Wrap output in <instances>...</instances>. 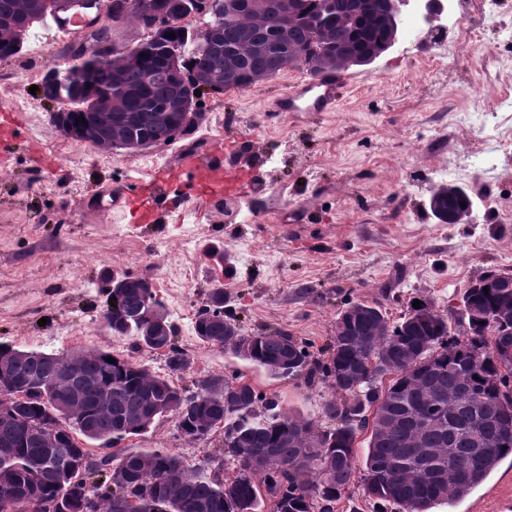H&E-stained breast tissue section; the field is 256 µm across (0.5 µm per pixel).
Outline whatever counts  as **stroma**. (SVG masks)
Here are the masks:
<instances>
[{"mask_svg":"<svg viewBox=\"0 0 512 512\" xmlns=\"http://www.w3.org/2000/svg\"><path fill=\"white\" fill-rule=\"evenodd\" d=\"M426 22L404 9L401 35L358 77L333 112L290 116L270 104L304 77L289 68L248 89L210 92L203 120L183 139L135 154L101 155L64 137L30 88L62 64L76 38L50 24L0 62V110L19 113L14 156L0 170V342L66 354L102 349L170 374L163 357L115 336L102 322L109 275L150 274L175 327L188 369L185 386L207 374L239 375L284 410L324 420L334 393L304 379H271L231 352L202 343L195 315L212 288L251 330L281 331L319 353L347 303L362 301L398 321L415 297L458 308L487 271L512 274V0H447ZM481 34L479 46L462 39ZM238 136L253 190L203 203L183 223L131 224L87 208L96 187L133 171L175 163L180 149ZM51 164L37 170L31 149ZM442 183L473 202L469 223L442 224L429 207ZM224 433L190 442L173 419L123 440L167 448L196 466L218 457ZM512 502V455L453 505L435 512H504Z\"/></svg>","mask_w":512,"mask_h":512,"instance_id":"35a3bbf8","label":"stroma"}]
</instances>
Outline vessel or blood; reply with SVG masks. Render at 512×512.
Wrapping results in <instances>:
<instances>
[{
	"instance_id": "vessel-or-blood-1",
	"label": "vessel or blood",
	"mask_w": 512,
	"mask_h": 512,
	"mask_svg": "<svg viewBox=\"0 0 512 512\" xmlns=\"http://www.w3.org/2000/svg\"><path fill=\"white\" fill-rule=\"evenodd\" d=\"M353 83V76L344 71L310 77L296 82L274 102L272 109L276 112H331L337 108L345 89ZM248 166L247 156L240 153L231 139L212 143L203 154L182 155L178 169L187 177L186 189L177 204L164 212L180 223L186 215L198 209L201 201L211 198L214 187L223 185L243 190ZM170 180V173L152 170L147 178L138 179L134 184H107L100 195L107 200V211L129 213L136 224L155 222L164 213L160 211L159 203Z\"/></svg>"
}]
</instances>
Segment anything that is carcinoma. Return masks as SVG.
Segmentation results:
<instances>
[{
  "mask_svg": "<svg viewBox=\"0 0 512 512\" xmlns=\"http://www.w3.org/2000/svg\"><path fill=\"white\" fill-rule=\"evenodd\" d=\"M39 2L0 0V61L15 55L16 30ZM127 2L112 0V8L123 11L125 23L144 27V16ZM239 2L220 19L209 52H197L190 25L166 27L147 36L137 58L118 55L110 71L88 67L74 93L64 85L45 87L47 97L64 104L54 126L72 139L166 145L199 120L180 122L164 106L205 75L214 79L215 92L242 89L249 76L275 62L281 71L314 74V62L338 48L364 56L392 39L359 0H288L293 9L285 41L275 31L279 0ZM172 48L181 50L176 71L168 63ZM121 90L130 96L106 125L77 101ZM109 297L114 306H106L103 323L112 335L136 336L139 345L162 350L171 372L186 371L188 359L147 277L127 281ZM463 302L484 318L488 332L454 337L449 316L433 306L425 316L412 306L395 323L373 307L369 318L331 337L323 363L286 333L247 331L232 312H221L224 289H212L196 315L199 340L233 352L248 338L247 360L269 377L327 384L343 399L324 407L335 421L328 430L283 412L277 400L237 377L209 374L178 387L100 349L71 353L82 394L61 414L52 386L59 362L43 351L0 347L7 361L0 389L16 396L11 407L0 408V465L10 470L12 512H114L118 502L127 512H262L267 501L273 512H335L357 475L373 512L451 505L512 455V318L500 320L512 310V281L490 271L465 291ZM287 357L294 360L289 372L281 367ZM165 406L190 440L224 431L234 477L203 475L168 448L118 447L147 433L141 423ZM46 430L54 435L51 448L43 442ZM360 431L368 433L362 457ZM85 440L99 442L105 454L92 457ZM77 477L84 484L75 483Z\"/></svg>",
  "mask_w": 512,
  "mask_h": 512,
  "instance_id": "obj_1",
  "label": "carcinoma"
}]
</instances>
